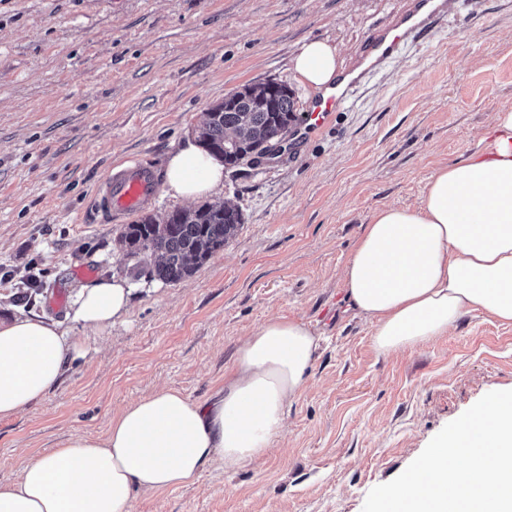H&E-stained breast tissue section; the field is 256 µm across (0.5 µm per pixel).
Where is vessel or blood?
<instances>
[{
	"instance_id": "b4317fda",
	"label": "vessel or blood",
	"mask_w": 512,
	"mask_h": 512,
	"mask_svg": "<svg viewBox=\"0 0 512 512\" xmlns=\"http://www.w3.org/2000/svg\"><path fill=\"white\" fill-rule=\"evenodd\" d=\"M444 4L445 0H408L407 8L389 26L372 32L353 65L309 100L305 126L323 125L332 113L351 110L360 86L384 62L395 56L406 41L428 34L437 26ZM158 182L157 167L131 158L122 170L105 176L95 207L107 221L140 212L155 198Z\"/></svg>"
}]
</instances>
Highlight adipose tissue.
Wrapping results in <instances>:
<instances>
[{"label":"adipose tissue","instance_id":"ef3b65f1","mask_svg":"<svg viewBox=\"0 0 512 512\" xmlns=\"http://www.w3.org/2000/svg\"><path fill=\"white\" fill-rule=\"evenodd\" d=\"M314 89L341 70L327 41L292 59ZM220 158L189 138L169 154L165 192L193 200L224 184ZM346 295L388 353L447 334L482 310L512 323V109L495 114L483 150L439 167L418 208L378 210L349 257ZM134 287L102 277L75 293L66 322L96 331L128 315ZM65 322L0 321V420L39 401L84 339ZM318 336L300 320L264 321L238 348L224 385L205 402L161 387L113 415L104 436L73 435L0 485V512H132L138 493L194 483L221 461L235 471L258 459L283 431L288 404L306 387Z\"/></svg>","mask_w":512,"mask_h":512}]
</instances>
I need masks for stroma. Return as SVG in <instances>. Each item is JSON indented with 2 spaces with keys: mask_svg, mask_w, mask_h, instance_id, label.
<instances>
[{
  "mask_svg": "<svg viewBox=\"0 0 512 512\" xmlns=\"http://www.w3.org/2000/svg\"><path fill=\"white\" fill-rule=\"evenodd\" d=\"M406 0H0V320L63 319L55 290L134 284L125 321L68 324L90 350L42 400L0 420V482L73 434L160 387L205 401L237 348L271 317L308 323L319 348L286 430L237 471L141 494L134 512H362L448 422L512 389V324L473 311L413 347L379 353L349 303L343 268L374 213L415 209L435 170L482 147L512 108V0H447L443 24L407 46L354 110L292 138L271 163L228 169L217 202L235 238L192 276L136 269L124 220L94 210L107 170L130 156L165 167L225 94L274 80L304 111L312 88L291 59L321 39L351 64Z\"/></svg>",
  "mask_w": 512,
  "mask_h": 512,
  "instance_id": "obj_1",
  "label": "stroma"
}]
</instances>
